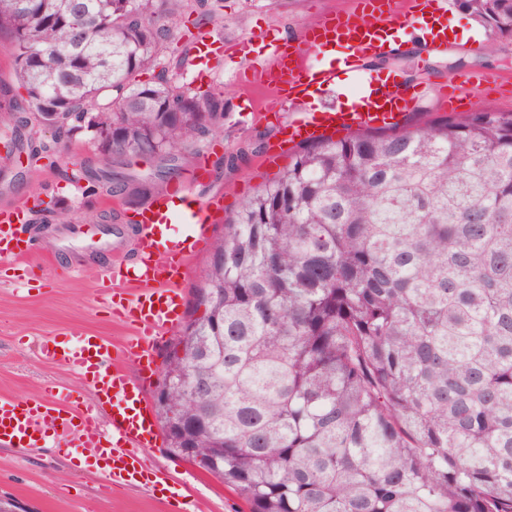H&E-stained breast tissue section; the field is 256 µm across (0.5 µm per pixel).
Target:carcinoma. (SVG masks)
Masks as SVG:
<instances>
[{"mask_svg":"<svg viewBox=\"0 0 512 512\" xmlns=\"http://www.w3.org/2000/svg\"><path fill=\"white\" fill-rule=\"evenodd\" d=\"M512 37V0H454ZM222 0H0L21 129L86 134L88 181L138 193L218 133L169 72ZM150 74L147 80L141 79ZM159 398L249 512H512V111L451 112L291 152L212 246Z\"/></svg>","mask_w":512,"mask_h":512,"instance_id":"obj_1","label":"carcinoma"}]
</instances>
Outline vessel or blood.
Instances as JSON below:
<instances>
[{
	"mask_svg": "<svg viewBox=\"0 0 512 512\" xmlns=\"http://www.w3.org/2000/svg\"><path fill=\"white\" fill-rule=\"evenodd\" d=\"M403 21L421 26L431 43L448 42V10L444 0H397L394 7L379 13H351L345 20L328 15L317 29L299 36H284L269 44L264 60L248 59L255 73L256 87L272 89L273 95L257 107L258 118L290 113L286 126L288 142H305L329 136L339 130L403 125L414 112L422 90L393 82L377 84L366 70L368 57H388L396 49L384 39L386 29ZM333 52L337 65L353 73L363 90L378 89L372 110L366 112H309L300 104L311 84L332 87L335 68L314 69L306 60L311 54ZM192 52L199 72H207L213 60L224 52L222 42L207 32L196 35ZM213 201L195 203L183 198L174 201L158 196L136 215L137 242L126 250L119 233L102 229L83 230L60 225L56 250L70 251L75 245L109 256L121 255L111 265L109 284L103 293L113 317L128 325L133 335L124 354H117L111 340L89 335L76 347H65L54 339L41 341V354L78 371L91 388L84 400L71 391L51 395L45 402H21L0 397V446L41 448L47 440L57 447H78L84 462H104V477L112 486L166 485V478L153 476L143 452L156 446L158 426L142 381L131 379L122 363L130 358L152 363L159 336L180 323L182 297L179 284L184 265L206 237ZM184 215L190 224L180 238L170 236L175 215ZM46 248L31 224L28 203L16 201L0 205V268L24 269L25 260L44 254Z\"/></svg>",
	"mask_w": 512,
	"mask_h": 512,
	"instance_id": "b4317fda",
	"label": "vessel or blood"
}]
</instances>
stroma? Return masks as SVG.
I'll list each match as a JSON object with an SVG mask.
<instances>
[{"label": "stroma", "instance_id": "35a3bbf8", "mask_svg": "<svg viewBox=\"0 0 512 512\" xmlns=\"http://www.w3.org/2000/svg\"><path fill=\"white\" fill-rule=\"evenodd\" d=\"M353 0H224L220 16L208 20L214 37L249 42L252 57H265L275 35L299 33L323 15L349 10ZM450 20L459 28L457 42L445 48L421 46L419 30L404 22L393 27L401 49L387 65L370 63L374 75L401 74L425 95L412 122L419 125L448 114L443 101L446 87L460 76L472 77L463 92V111L482 107L512 110V92L501 80L512 82V37H494L466 12L449 7ZM246 65L234 50H227L211 77L198 79L188 67L184 80L191 91L219 92L224 97V129L197 139L183 150L176 173L156 178L157 167L146 159L133 160L132 172L153 176L147 191L129 195L101 187L87 191L85 172L104 165L96 144L81 135L70 138L50 130L31 132L28 151L6 157L0 146V203L23 199L34 205V222L44 240L54 235L57 214L71 223L112 224L134 233L136 212L157 194L179 190L203 199H220L223 212L211 224L204 240L186 264L181 284L182 302L190 304L208 266L213 236L223 233L242 201L287 168L290 157L268 156L270 144L281 137L279 124L259 120L252 101L241 88ZM235 166H227L228 158ZM80 264L73 272L72 264ZM24 282L13 272L0 270V396L30 402L46 399L50 388L89 395L88 384L65 363L39 356L36 344L46 337L75 344L77 332L101 335L119 345L129 336L127 327L111 317L98 295L108 282V266L96 252L79 251L51 263L32 256ZM149 468L183 482L197 512H248L245 502L217 479L169 452L165 444L147 449ZM0 497L22 502L29 512H167L161 492L140 486L106 489L96 468H77L68 449L47 444L20 453L0 447Z\"/></svg>", "mask_w": 512, "mask_h": 512}]
</instances>
